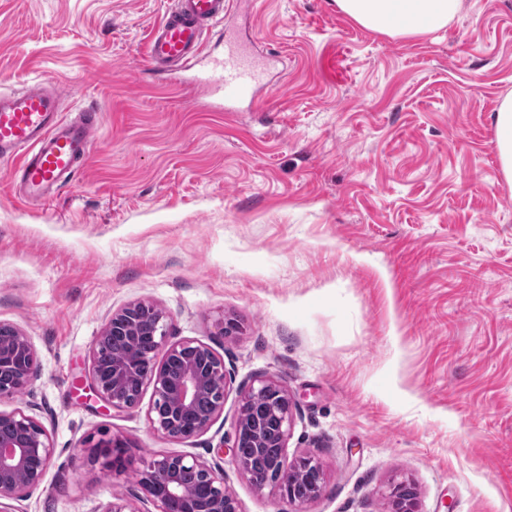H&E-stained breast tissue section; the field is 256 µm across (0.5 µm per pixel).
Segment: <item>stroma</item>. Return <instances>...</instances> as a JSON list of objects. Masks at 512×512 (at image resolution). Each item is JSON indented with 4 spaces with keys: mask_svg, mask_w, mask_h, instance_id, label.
<instances>
[{
    "mask_svg": "<svg viewBox=\"0 0 512 512\" xmlns=\"http://www.w3.org/2000/svg\"><path fill=\"white\" fill-rule=\"evenodd\" d=\"M167 5L0 0V90L51 80L67 116L105 113L51 200L16 196L0 166V323L39 363L0 411L35 416L56 448L11 512H104L139 495L145 460L214 459L258 378L298 404L289 460L323 467L304 512H393L400 482L418 512H512V185L492 124L512 93V0H463L447 27L398 38L333 0L240 5L225 32L277 61L264 106L228 114L146 79ZM135 300L224 359V413L200 437L155 433L151 391L117 412L83 387L94 337ZM115 435L130 472L75 462ZM223 467L243 512H288Z\"/></svg>",
    "mask_w": 512,
    "mask_h": 512,
    "instance_id": "stroma-1",
    "label": "stroma"
}]
</instances>
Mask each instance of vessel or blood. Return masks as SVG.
<instances>
[{"label": "vessel or blood", "instance_id": "vessel-or-blood-1", "mask_svg": "<svg viewBox=\"0 0 512 512\" xmlns=\"http://www.w3.org/2000/svg\"><path fill=\"white\" fill-rule=\"evenodd\" d=\"M234 0H170L148 37L145 57L153 74L185 75L197 87L220 91L213 112H229L241 102L258 103L268 71L266 59L253 56L228 38L223 51H207L212 32L223 26ZM63 94L48 80L0 91V164L9 166L20 195L29 202L52 198L92 151L103 122L100 107L66 117Z\"/></svg>", "mask_w": 512, "mask_h": 512}]
</instances>
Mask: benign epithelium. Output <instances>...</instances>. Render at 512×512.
I'll list each match as a JSON object with an SVG mask.
<instances>
[{"instance_id":"1","label":"benign epithelium","mask_w":512,"mask_h":512,"mask_svg":"<svg viewBox=\"0 0 512 512\" xmlns=\"http://www.w3.org/2000/svg\"><path fill=\"white\" fill-rule=\"evenodd\" d=\"M170 317L146 301H134L112 312L94 339L90 352L89 388L116 411L133 406L134 387L152 389L148 420L154 432L174 440H190L206 433L224 412L229 387L224 358L195 338L170 341ZM15 335L13 345L0 348V400L12 399L29 387L38 373L37 354L28 336L0 324ZM114 336L126 337L133 360L104 366L100 347ZM295 402L279 383L257 379L239 391L234 441L229 448L240 473L257 490L276 488L300 512L309 502L294 487L304 483L317 495L324 483L321 463L313 454L288 463L287 439ZM278 419L279 450L271 455L265 438L269 416ZM13 434L0 435V501L22 500L40 485L53 460L55 446L43 425L22 409L0 412ZM250 437L253 454L272 456L265 473L253 471L241 452V438ZM126 441L112 437L80 449L77 459L99 464L122 475L128 463ZM144 500L155 512H242L238 500L224 487V469L191 453L151 459L139 473ZM394 512H416L417 493L394 490Z\"/></svg>"}]
</instances>
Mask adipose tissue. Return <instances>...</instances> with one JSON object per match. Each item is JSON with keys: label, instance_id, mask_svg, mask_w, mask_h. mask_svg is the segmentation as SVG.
<instances>
[{"label": "adipose tissue", "instance_id": "1", "mask_svg": "<svg viewBox=\"0 0 512 512\" xmlns=\"http://www.w3.org/2000/svg\"><path fill=\"white\" fill-rule=\"evenodd\" d=\"M334 4L359 26L389 36L442 29L462 8V0H334Z\"/></svg>", "mask_w": 512, "mask_h": 512}]
</instances>
